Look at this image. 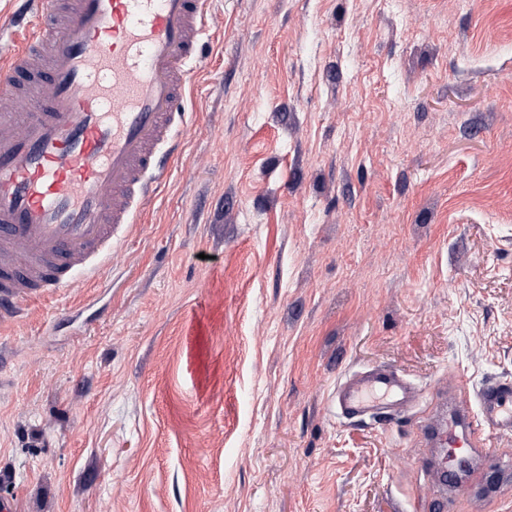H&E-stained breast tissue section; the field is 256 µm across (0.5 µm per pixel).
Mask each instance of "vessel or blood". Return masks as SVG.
<instances>
[{
  "instance_id": "vessel-or-blood-1",
  "label": "vessel or blood",
  "mask_w": 512,
  "mask_h": 512,
  "mask_svg": "<svg viewBox=\"0 0 512 512\" xmlns=\"http://www.w3.org/2000/svg\"><path fill=\"white\" fill-rule=\"evenodd\" d=\"M210 0H61L0 26V315L54 288L95 279L167 179L193 124L187 93L199 69ZM404 374L347 373L342 420L420 408ZM472 422L449 423L454 452L438 465L444 493L412 512H446L465 495L461 457L512 436V383L476 393Z\"/></svg>"
}]
</instances>
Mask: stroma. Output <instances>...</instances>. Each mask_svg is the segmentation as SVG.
I'll return each instance as SVG.
<instances>
[{
  "label": "stroma",
  "mask_w": 512,
  "mask_h": 512,
  "mask_svg": "<svg viewBox=\"0 0 512 512\" xmlns=\"http://www.w3.org/2000/svg\"><path fill=\"white\" fill-rule=\"evenodd\" d=\"M193 126L108 287L0 322L18 512H410L414 418L512 378V0H211ZM422 400V390L404 374L380 365L347 373L333 396L336 416L342 420L403 414L419 409Z\"/></svg>",
  "instance_id": "obj_1"
}]
</instances>
